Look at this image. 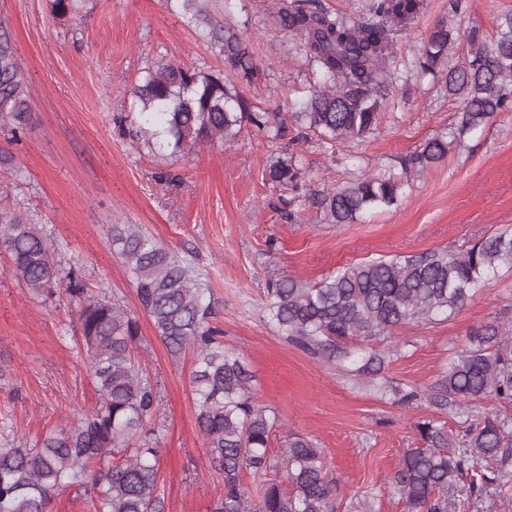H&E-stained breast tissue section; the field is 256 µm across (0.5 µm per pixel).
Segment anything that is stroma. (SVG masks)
Segmentation results:
<instances>
[{
	"label": "stroma",
	"mask_w": 512,
	"mask_h": 512,
	"mask_svg": "<svg viewBox=\"0 0 512 512\" xmlns=\"http://www.w3.org/2000/svg\"><path fill=\"white\" fill-rule=\"evenodd\" d=\"M279 0H210L220 25L246 40L260 68L240 91L257 112H292L315 67L299 37L277 28ZM512 0H469L448 15V0H421L396 42L397 82L377 126L365 137L325 147L322 139L269 143L243 131L225 145L176 157L137 150L124 130L134 118L131 89L146 68L176 63L219 73L224 63L166 0H88L81 19H58L50 0H0L29 90L33 128L12 141L0 125V209L30 211L51 241L60 275L80 271L88 291L134 315L141 334L135 354L156 384L159 405L148 420L160 449L163 512H212L224 477L207 463L191 391L192 349L171 352L138 303L130 277L112 250L113 224H138L158 243L190 259L211 289L213 321L224 345L247 359L259 401L281 426L271 440L279 454L287 434L322 448L336 479V512L368 503L373 512H407L388 486L404 449L417 447L415 425L434 419L453 434L463 418L489 411L512 418V405L485 399L467 415L436 407L426 396L469 334L499 323L512 336V270L486 280L452 318L411 321L375 341L386 355L385 385L361 380L356 366L330 365L288 342L263 306L268 280L294 276L314 284L347 264L380 257L471 246L512 231V112L495 114L481 131L451 146L433 167L411 173L397 205L352 224H330L313 199L360 177L397 169L398 158L447 133L460 117L441 79L417 74L415 56L440 18L467 32L495 36L497 16ZM294 157L305 189L270 183L265 171ZM0 251V448L31 446L94 408L98 393L80 336L78 305L65 284L29 295ZM418 392L401 401L400 393ZM448 512H512V482L474 493L457 483Z\"/></svg>",
	"instance_id": "35a3bbf8"
}]
</instances>
